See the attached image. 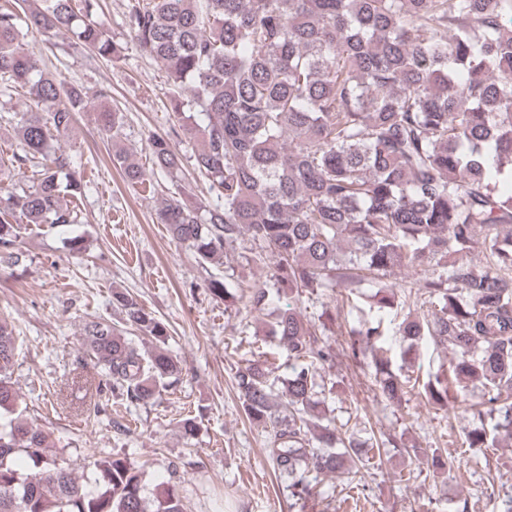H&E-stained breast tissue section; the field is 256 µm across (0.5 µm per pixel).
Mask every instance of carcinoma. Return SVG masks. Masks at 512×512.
Returning <instances> with one entry per match:
<instances>
[{
  "label": "carcinoma",
  "mask_w": 512,
  "mask_h": 512,
  "mask_svg": "<svg viewBox=\"0 0 512 512\" xmlns=\"http://www.w3.org/2000/svg\"><path fill=\"white\" fill-rule=\"evenodd\" d=\"M97 0H20L0 6V93L24 90L17 146L0 162V269L25 256L17 225L80 223L86 184L68 136L89 96L81 84L48 74L28 37L56 47L71 36L78 51L118 62L126 47L97 17ZM134 47L160 62L176 99L172 129L147 136L152 172L176 182L180 139L192 145L193 171L210 200L170 191L154 199L158 223L198 263L241 249L246 262L272 263L267 281L240 294L245 313L285 302L270 330L288 353L283 388L268 360L237 367L245 415L270 436L269 457L288 492L309 491L322 475L353 482L362 444L330 428L318 410L317 381L330 350L303 296L341 288L350 309L371 290L369 311L347 331L353 360L371 357L374 400L401 402L416 382L391 369L389 337L430 341L451 351L448 368L425 385L434 405L462 408L469 385L487 399L470 405L496 419L492 432L466 435L470 448H496L512 436V0H128L122 19ZM100 130L127 184L150 183L134 152L121 146L124 114L109 88L96 94ZM204 117L198 122L196 115ZM33 167L17 189L13 172ZM483 255L477 262L474 251ZM423 271L416 294L431 312L406 313L401 267ZM224 301L226 282L208 280ZM112 304L135 340L93 318L81 349L112 394L147 403L182 368L167 348V326L131 294ZM18 337L0 318V512H184L177 485L147 496L142 472L120 457H93L75 474L48 435L28 421L12 380ZM326 421L309 435L312 420ZM25 460L27 470L19 467Z\"/></svg>",
  "instance_id": "carcinoma-1"
}]
</instances>
